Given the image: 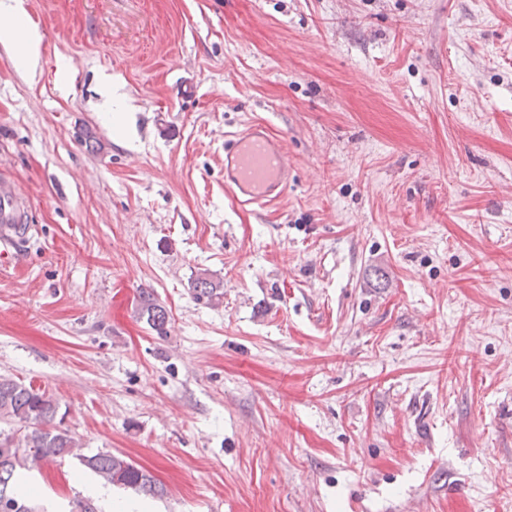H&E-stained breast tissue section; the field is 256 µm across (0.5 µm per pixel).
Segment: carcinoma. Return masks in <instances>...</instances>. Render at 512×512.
I'll use <instances>...</instances> for the list:
<instances>
[{"instance_id":"1","label":"carcinoma","mask_w":512,"mask_h":512,"mask_svg":"<svg viewBox=\"0 0 512 512\" xmlns=\"http://www.w3.org/2000/svg\"><path fill=\"white\" fill-rule=\"evenodd\" d=\"M196 297L217 299L219 285L206 278L195 282ZM141 315L156 332L163 333L168 314L151 295L140 294ZM59 402L45 390L0 376V421L12 425L0 430V500L12 504L11 512H40L39 505L23 490L19 470L28 461H43L73 454L78 447L67 430L57 428ZM82 464L107 483L130 488L145 496H161L163 485L149 471L110 453L79 456Z\"/></svg>"}]
</instances>
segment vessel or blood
<instances>
[{
  "label": "vessel or blood",
  "instance_id": "1",
  "mask_svg": "<svg viewBox=\"0 0 512 512\" xmlns=\"http://www.w3.org/2000/svg\"><path fill=\"white\" fill-rule=\"evenodd\" d=\"M292 161L283 138L261 121L224 134V193L241 206L263 207L288 191Z\"/></svg>",
  "mask_w": 512,
  "mask_h": 512
}]
</instances>
